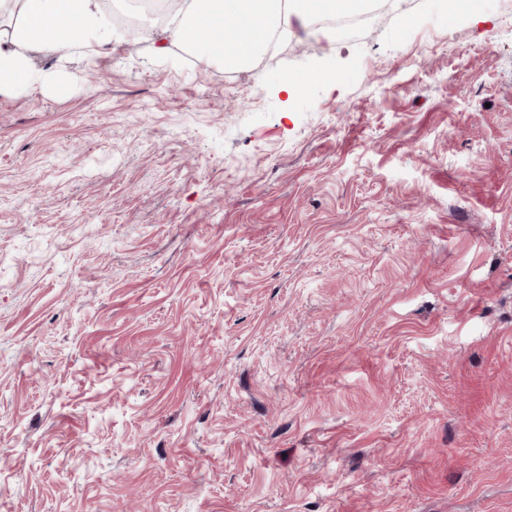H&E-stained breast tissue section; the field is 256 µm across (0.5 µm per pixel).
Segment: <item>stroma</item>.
<instances>
[{
    "instance_id": "obj_1",
    "label": "stroma",
    "mask_w": 512,
    "mask_h": 512,
    "mask_svg": "<svg viewBox=\"0 0 512 512\" xmlns=\"http://www.w3.org/2000/svg\"><path fill=\"white\" fill-rule=\"evenodd\" d=\"M0 93V512H512V20ZM325 79L289 96L279 85Z\"/></svg>"
}]
</instances>
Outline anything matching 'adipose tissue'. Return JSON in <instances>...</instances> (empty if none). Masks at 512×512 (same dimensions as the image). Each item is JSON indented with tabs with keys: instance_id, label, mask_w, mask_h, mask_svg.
<instances>
[{
	"instance_id": "adipose-tissue-1",
	"label": "adipose tissue",
	"mask_w": 512,
	"mask_h": 512,
	"mask_svg": "<svg viewBox=\"0 0 512 512\" xmlns=\"http://www.w3.org/2000/svg\"><path fill=\"white\" fill-rule=\"evenodd\" d=\"M365 0H177L160 44L202 47L213 59L247 69L272 38H302L315 18L353 13ZM80 37L85 47L112 41L101 0H0V92L30 85L34 53Z\"/></svg>"
}]
</instances>
